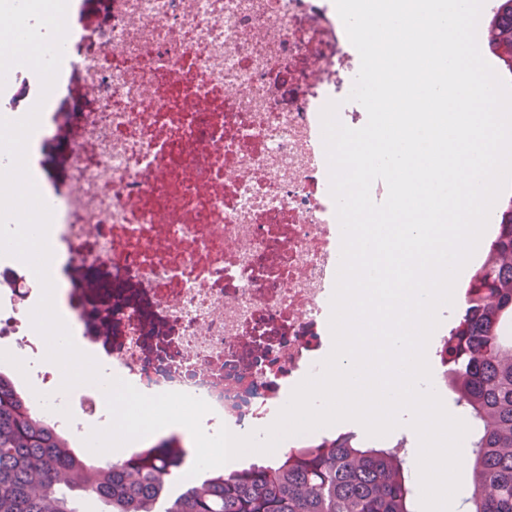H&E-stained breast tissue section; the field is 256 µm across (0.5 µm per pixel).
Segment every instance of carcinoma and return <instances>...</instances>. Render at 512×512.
Segmentation results:
<instances>
[{
    "label": "carcinoma",
    "instance_id": "carcinoma-1",
    "mask_svg": "<svg viewBox=\"0 0 512 512\" xmlns=\"http://www.w3.org/2000/svg\"><path fill=\"white\" fill-rule=\"evenodd\" d=\"M496 2L497 30L484 40L512 73V0ZM497 213L495 237L448 334V390L471 427L467 512H512V197ZM64 439L0 375V512H81L85 495L103 512H158L183 468L127 460L96 467ZM404 463L398 446L376 449L346 432L271 465L196 482L165 512H412Z\"/></svg>",
    "mask_w": 512,
    "mask_h": 512
}]
</instances>
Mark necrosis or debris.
Returning a JSON list of instances; mask_svg holds the SVG:
<instances>
[{
  "instance_id": "1",
  "label": "necrosis or debris",
  "mask_w": 512,
  "mask_h": 512,
  "mask_svg": "<svg viewBox=\"0 0 512 512\" xmlns=\"http://www.w3.org/2000/svg\"><path fill=\"white\" fill-rule=\"evenodd\" d=\"M71 65L89 109L56 202L63 299L86 349L147 395L183 392L207 425L256 427L320 367L340 262L321 112L360 68L332 0H109ZM303 86L282 105L271 82ZM30 269L0 256L14 386L76 448L110 415L60 393L28 325Z\"/></svg>"
}]
</instances>
